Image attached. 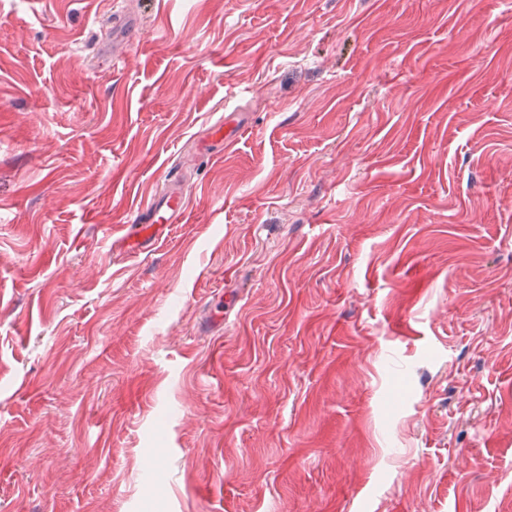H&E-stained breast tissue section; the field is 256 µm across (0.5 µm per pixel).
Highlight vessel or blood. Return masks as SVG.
<instances>
[{
	"label": "vessel or blood",
	"instance_id": "vessel-or-blood-1",
	"mask_svg": "<svg viewBox=\"0 0 512 512\" xmlns=\"http://www.w3.org/2000/svg\"><path fill=\"white\" fill-rule=\"evenodd\" d=\"M250 124L246 112H224L206 128L198 143L199 150H206L208 143L220 144L222 150L232 149ZM189 197L178 172H168L164 189L141 205L131 223L110 227L115 244L137 255L151 251L162 236L166 224L181 222Z\"/></svg>",
	"mask_w": 512,
	"mask_h": 512
}]
</instances>
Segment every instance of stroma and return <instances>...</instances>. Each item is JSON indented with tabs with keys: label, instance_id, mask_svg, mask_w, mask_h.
Instances as JSON below:
<instances>
[{
	"label": "stroma",
	"instance_id": "35a3bbf8",
	"mask_svg": "<svg viewBox=\"0 0 512 512\" xmlns=\"http://www.w3.org/2000/svg\"><path fill=\"white\" fill-rule=\"evenodd\" d=\"M0 512H512V0H0ZM250 124V114L246 112H224L206 128V134L199 139L198 148L207 151V145L221 143V152L229 151L241 139ZM164 182V189L137 209L133 224L107 227L114 243L130 254L151 251L162 236L161 225L181 222L187 210L189 197L178 172L169 171Z\"/></svg>",
	"mask_w": 512,
	"mask_h": 512
}]
</instances>
